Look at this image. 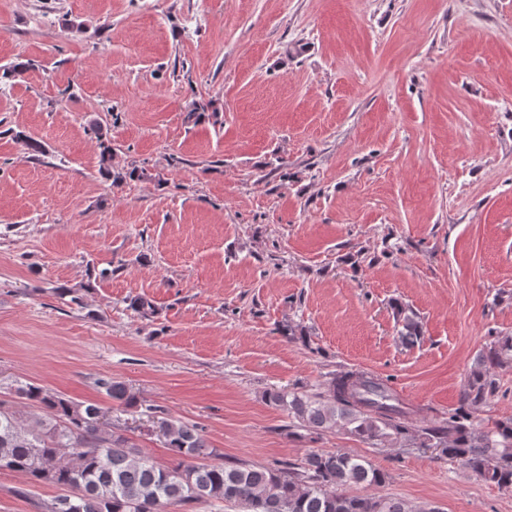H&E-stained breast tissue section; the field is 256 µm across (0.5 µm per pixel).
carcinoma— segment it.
Listing matches in <instances>:
<instances>
[{
  "label": "carcinoma",
  "mask_w": 512,
  "mask_h": 512,
  "mask_svg": "<svg viewBox=\"0 0 512 512\" xmlns=\"http://www.w3.org/2000/svg\"><path fill=\"white\" fill-rule=\"evenodd\" d=\"M214 104L212 99L192 102L184 122H205L216 115ZM91 131L100 141L98 173L112 179V186L147 177L138 168L114 172L112 145L104 140L102 127L95 124ZM128 307L146 320L158 315L157 307L143 296L130 298ZM394 316L400 341L415 344L421 336L417 316L400 304L394 305ZM508 362L512 335L493 337L477 357L460 406L423 428L416 447L432 449L436 456L511 491L512 419L496 420L484 429L470 420V409L496 392L493 369ZM97 385L124 411L148 412L152 431L163 437L171 462H156L124 434L103 430L106 412L95 403L51 394L33 383L0 385V472L61 490L47 512H170L200 502L233 504L245 512H441L398 497L353 493L359 486H383L388 475L367 458L348 452L312 451L299 464L226 465L218 461L220 454L199 426L143 406L121 381L100 379ZM13 396L39 413L22 420L10 406ZM265 400L312 433L342 427L373 448L403 451L412 438L409 408L388 380L364 371L332 374L323 394L271 389Z\"/></svg>",
  "instance_id": "cac0c4a2"
}]
</instances>
